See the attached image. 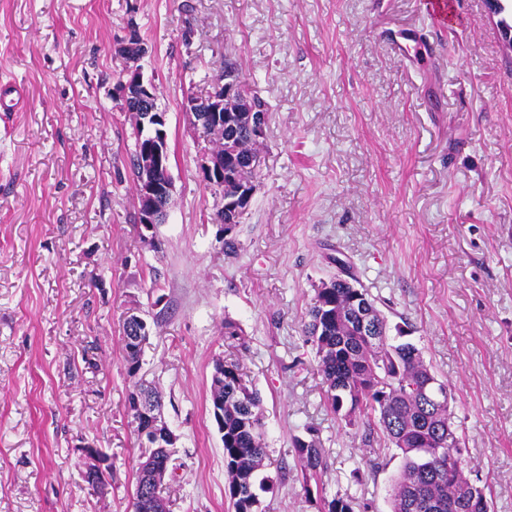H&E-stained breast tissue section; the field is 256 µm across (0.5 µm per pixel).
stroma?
Masks as SVG:
<instances>
[{
    "mask_svg": "<svg viewBox=\"0 0 512 512\" xmlns=\"http://www.w3.org/2000/svg\"><path fill=\"white\" fill-rule=\"evenodd\" d=\"M449 2L450 29L418 0H0V86L23 93L0 112V512H131L133 309L152 328L140 374L177 437L170 512H229L209 402L220 358L261 399L263 512H320L338 494L390 512L401 457L327 407L304 334L338 258L389 323L408 322L451 388L468 470L492 512H512V54L485 0ZM132 21L171 151L150 245L116 101ZM412 29L421 49L391 50ZM227 64L268 108L257 189L229 233L184 109ZM310 431L316 479L292 446ZM135 312H130L129 315ZM137 321L143 326V330H137L132 325L128 318L125 317L123 322V336L122 341L124 345V360L126 363L127 374L130 378L135 379L138 375L137 369L141 367V354L143 345L148 341L149 336H140L143 331L147 332V323L135 313ZM136 326L141 329V326Z\"/></svg>",
    "mask_w": 512,
    "mask_h": 512,
    "instance_id": "stroma-1",
    "label": "stroma"
}]
</instances>
